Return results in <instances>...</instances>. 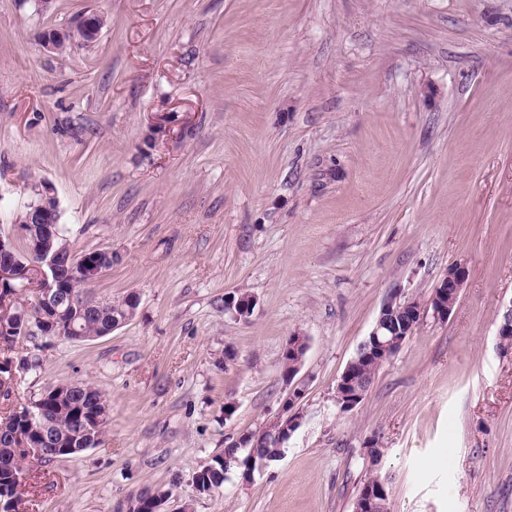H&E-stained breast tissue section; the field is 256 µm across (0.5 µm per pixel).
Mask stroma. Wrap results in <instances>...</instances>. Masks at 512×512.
<instances>
[{"mask_svg": "<svg viewBox=\"0 0 512 512\" xmlns=\"http://www.w3.org/2000/svg\"><path fill=\"white\" fill-rule=\"evenodd\" d=\"M87 10L95 44L42 48ZM35 184L73 253L111 249L96 299L140 305L102 338L17 340L37 365L0 415L67 382L111 402L103 445L29 468L24 512H113L159 485L165 512H353L373 467L389 512H512V0H0V232L20 237ZM396 288L421 319L340 412ZM241 292L246 319L225 304ZM296 333L307 391L284 457L198 492L280 411ZM467 277V270L462 266H454L448 269V273L435 290V294L431 302L433 314L436 318L442 320L448 319L458 301L460 292ZM440 289H445L446 292L440 291L437 294ZM446 295L447 299L445 300H442L439 297ZM435 299L437 300L436 305L434 304ZM288 345V341L286 343V346L283 350V353H282V358H281V369H282V376L283 378H285L286 376H288V374L290 372H293L295 371V365L301 361V358L297 357L296 355L294 354H288V351H286V347ZM288 347L290 349H292L294 352H297L298 349H301L304 353V356L306 355L307 351H308V347H309V341L308 339H303L302 337H300L298 340H296L295 342L291 343L290 346L288 345ZM298 353V352H297ZM296 375L294 376H288V379L286 380L288 382V384L290 385L292 383V381L294 380Z\"/></svg>", "mask_w": 512, "mask_h": 512, "instance_id": "1", "label": "stroma"}]
</instances>
